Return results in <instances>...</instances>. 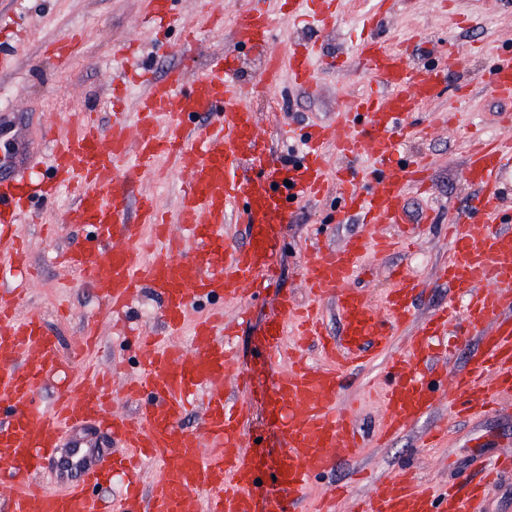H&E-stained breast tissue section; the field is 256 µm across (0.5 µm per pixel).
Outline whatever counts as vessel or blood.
Instances as JSON below:
<instances>
[{"label":"vessel or blood","mask_w":512,"mask_h":512,"mask_svg":"<svg viewBox=\"0 0 512 512\" xmlns=\"http://www.w3.org/2000/svg\"><path fill=\"white\" fill-rule=\"evenodd\" d=\"M170 0H145L148 28L176 26ZM340 0H280L283 13L311 20L323 30L336 25ZM389 0H376L364 18V34L354 56L370 80L385 93L366 91L344 99L334 118L311 123L303 135L304 151L292 162L278 163L260 137L258 114L250 99L289 76L294 86L313 91L321 82L315 46L299 44L280 53L268 45L270 14L249 9L232 30L233 50L216 55L208 69L186 80L181 69L163 76L143 70L145 90L139 97L135 124L115 118L101 127L87 118L71 122L63 132L45 130L52 149L54 183L45 188L51 200L57 187L76 196L63 221L94 227L95 247L80 243L61 257L78 285L95 290L112 317L129 307L142 285L161 296V318L178 335L189 309L201 300H235L240 318L276 279L266 224L287 223L303 203L336 187L348 213L363 223L407 221L405 191L428 192L425 157L408 155L404 143L426 136L413 118L436 96L448 63L415 67L409 42L383 39L378 28ZM258 52V79L244 87L239 79L240 49ZM493 90L512 99V54L498 57ZM336 151L350 166L333 169L328 156ZM374 166L368 182H360L354 166L362 156ZM179 168L185 189L175 216L161 214L154 199L142 194L138 181ZM20 164L0 157V266L11 269L26 261L17 216L27 193ZM473 194L467 209L453 217L448 260L439 269L449 297H464L468 306L456 327L479 336L481 349L466 370L451 374L441 368L447 348L448 310L438 308L419 327L400 353L396 336L413 317L423 284L399 270L380 304H373L355 282L359 261L368 251H391L393 240L356 235L336 250L313 249L302 277L314 299L300 308L293 294L281 292L266 350L270 385L269 421L281 437L279 463L273 475H261L251 453L256 440L247 424L253 405L252 378L224 345L233 324L217 312L200 318L190 346L155 336L136 339L140 365L137 378L122 386L107 379H88L83 387L63 385L49 407L37 396L57 379L65 360L54 336L38 315L22 311L20 300L29 283L0 288V461L28 470L63 447L67 433L86 424L105 423L122 445L118 457L87 453L79 462L81 478L62 491L49 492L26 480L0 481V498L8 512H262L275 503L290 512L312 483L334 473L342 451L357 453L353 414L338 407L337 393L352 373L386 360L382 379L383 437L391 439L419 422L439 397L457 413L474 412L498 403L512 391V222L505 215L504 182L512 174V137L469 145L463 169ZM477 228H470V221ZM253 227L248 244L224 234L227 222ZM335 299L342 330L330 336L318 308ZM296 323L300 343H314L325 355L310 365L285 355L288 323ZM137 405L135 412L117 410L113 394ZM202 399L201 427L180 424L190 402ZM150 459L159 467L150 489L141 486L139 464ZM119 470L123 491L111 505L96 493L106 468ZM477 478L430 489L403 464L380 480L358 512H485L499 475L512 472V455L478 459Z\"/></svg>","instance_id":"1"}]
</instances>
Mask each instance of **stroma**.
<instances>
[{
    "label": "stroma",
    "mask_w": 512,
    "mask_h": 512,
    "mask_svg": "<svg viewBox=\"0 0 512 512\" xmlns=\"http://www.w3.org/2000/svg\"><path fill=\"white\" fill-rule=\"evenodd\" d=\"M258 3L274 16V49L311 40L322 44L326 51L346 57L353 54L362 15L374 6V0H343L336 26L327 34L279 14L275 0H175L173 11L188 22L197 21L209 11L223 14L229 22ZM143 7V0H17L0 13L1 23L25 35L21 42L0 38V115L20 129L21 138L35 159L29 172L31 179L50 175L48 149L42 140L45 126L63 128L71 114L83 111L98 113L102 123H111L112 85L121 81L128 66H152L162 74L188 57L200 70L214 53L233 46L227 28H202L196 41L189 45L176 26L151 37L141 26ZM73 31L81 34L78 56L66 71H57L43 58V47ZM379 33L395 40L415 33L425 36L428 46L413 57L420 67L433 66L448 50L460 56L458 69L449 73L447 83L421 115L428 128L427 136L409 145L411 152L427 156L430 162V193L412 192L405 200L420 240L414 249L397 251L380 260L366 257L365 272L357 281L358 287L375 299L388 287L395 269H406L425 280L426 288L416 303V319L421 322L448 297V288L438 281L437 271L448 257V220L462 210L472 194L461 178L468 137L473 133L487 137L502 134L497 115L512 113V100L500 99L491 86L496 57L512 51V5L505 0H452L451 8L446 10L439 0H396ZM131 42L139 45L131 62L114 60L113 48ZM367 85L363 72L351 66L343 71L324 72L321 86L314 92L288 84L268 89L265 97L252 101L266 144L277 158L295 154L307 125L331 117L346 95L360 93ZM461 89L467 92L466 103L451 128L443 118ZM287 127L293 129L294 139L284 136ZM72 202V197L63 193L55 201L37 204V211L46 221L57 222L54 237H46L37 223L20 226L30 264L42 277V286L31 292L27 307L46 319L65 354L87 320L98 318L101 311L94 289L71 287L56 262L58 252L85 240L90 233L86 227L59 223L61 211ZM364 231V225L345 212L333 192L305 204L290 222L268 227L277 282L255 302L250 322L235 339L239 360L250 367L258 393L251 430L264 438V446L255 456L262 469L274 466L280 450V437L269 426L268 405L263 397L268 378L261 354L264 336L277 311L278 295L288 290L295 293L300 304H308L309 296L300 276L313 234H321L326 245L336 248ZM98 332L100 342L94 355L97 366L107 372L115 370L134 376L138 371L134 338L114 334L108 320H100ZM381 371L377 362L362 369L337 397L338 404H358L355 429L361 448L357 455L347 457L332 476L333 482L348 487L336 512H353L357 500L369 492L371 482L398 465H411L421 479L442 485L471 477V462L476 456L491 458L502 452L512 453V410L452 419L444 402L392 442L378 445L382 416L374 387ZM442 423L448 426L446 439L434 448L420 447L422 434Z\"/></svg>",
    "instance_id": "35a3bbf8"
}]
</instances>
